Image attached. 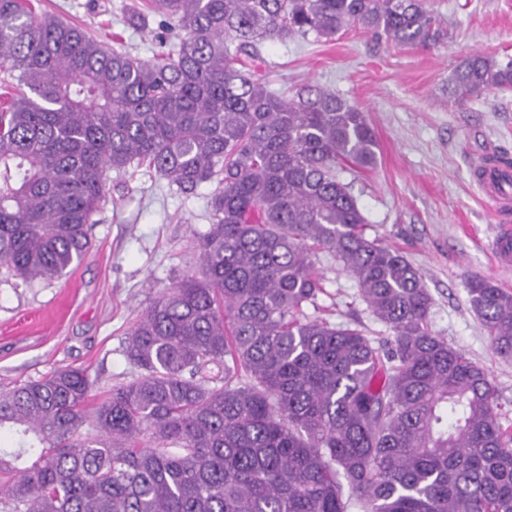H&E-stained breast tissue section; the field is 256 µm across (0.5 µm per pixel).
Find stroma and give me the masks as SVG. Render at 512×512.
Returning <instances> with one entry per match:
<instances>
[{
	"label": "stroma",
	"mask_w": 512,
	"mask_h": 512,
	"mask_svg": "<svg viewBox=\"0 0 512 512\" xmlns=\"http://www.w3.org/2000/svg\"><path fill=\"white\" fill-rule=\"evenodd\" d=\"M148 0H32L36 13L55 12L121 40L141 60L159 51L148 28L121 22L124 7ZM448 37L434 47L397 46L358 28L335 40L309 36L266 41L259 76L275 91L311 84L334 90L365 112L377 139V162L348 167L340 177L368 220L366 233L398 249L420 272L433 298L432 332L487 369L498 394L499 420L512 431V361L495 354L467 293L481 275L512 292V267L494 265L496 224L471 171L486 155L512 158V90H494L458 104L450 93L456 65L480 52L512 57V0H426ZM87 257L67 276L25 284L0 277V388L54 369H85L92 402L130 379L122 346L157 291L198 264L191 244L205 232L210 185L178 198L146 169L108 174ZM324 284L308 316L365 327L375 343L391 332L376 320L356 282L328 254L315 264Z\"/></svg>",
	"instance_id": "35a3bbf8"
}]
</instances>
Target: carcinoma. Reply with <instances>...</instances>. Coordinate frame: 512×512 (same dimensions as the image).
I'll use <instances>...</instances> for the list:
<instances>
[{"instance_id":"1","label":"carcinoma","mask_w":512,"mask_h":512,"mask_svg":"<svg viewBox=\"0 0 512 512\" xmlns=\"http://www.w3.org/2000/svg\"><path fill=\"white\" fill-rule=\"evenodd\" d=\"M178 32L155 61L30 0H0V273L68 274L92 248L107 172L145 167L207 198L199 272L171 281L125 338L136 370L88 408L66 367L0 390V512H512V435L487 371L428 326L433 299L402 253L365 234L337 171L370 168L365 113L332 90L257 76L267 40L358 26L429 47L424 0H149ZM466 102L512 87L476 53ZM327 252L393 335L301 318ZM467 292L512 360V293Z\"/></svg>"}]
</instances>
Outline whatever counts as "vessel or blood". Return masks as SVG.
<instances>
[{
    "label": "vessel or blood",
    "mask_w": 512,
    "mask_h": 512,
    "mask_svg": "<svg viewBox=\"0 0 512 512\" xmlns=\"http://www.w3.org/2000/svg\"><path fill=\"white\" fill-rule=\"evenodd\" d=\"M473 176L492 203L499 220L495 227L492 258L496 265L512 263V164L489 157L474 168Z\"/></svg>",
    "instance_id": "b4317fda"
}]
</instances>
